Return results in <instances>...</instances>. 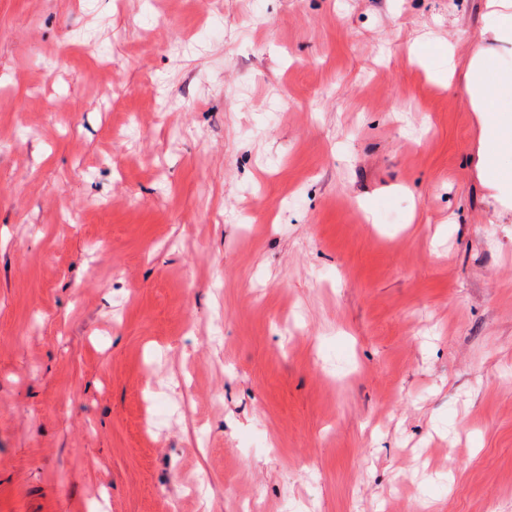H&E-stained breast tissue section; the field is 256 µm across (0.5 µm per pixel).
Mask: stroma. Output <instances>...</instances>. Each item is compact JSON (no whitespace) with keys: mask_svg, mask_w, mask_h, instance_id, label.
Returning <instances> with one entry per match:
<instances>
[{"mask_svg":"<svg viewBox=\"0 0 512 512\" xmlns=\"http://www.w3.org/2000/svg\"><path fill=\"white\" fill-rule=\"evenodd\" d=\"M210 9L0 0V512H512L485 0Z\"/></svg>","mask_w":512,"mask_h":512,"instance_id":"stroma-1","label":"stroma"}]
</instances>
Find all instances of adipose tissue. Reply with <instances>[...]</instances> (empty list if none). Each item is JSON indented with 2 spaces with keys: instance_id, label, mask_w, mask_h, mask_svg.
Listing matches in <instances>:
<instances>
[{
  "instance_id": "adipose-tissue-1",
  "label": "adipose tissue",
  "mask_w": 512,
  "mask_h": 512,
  "mask_svg": "<svg viewBox=\"0 0 512 512\" xmlns=\"http://www.w3.org/2000/svg\"><path fill=\"white\" fill-rule=\"evenodd\" d=\"M466 92L483 115V171L502 197H512V175L498 163L502 154L512 153V73L498 72L491 53L477 49L467 64Z\"/></svg>"
}]
</instances>
